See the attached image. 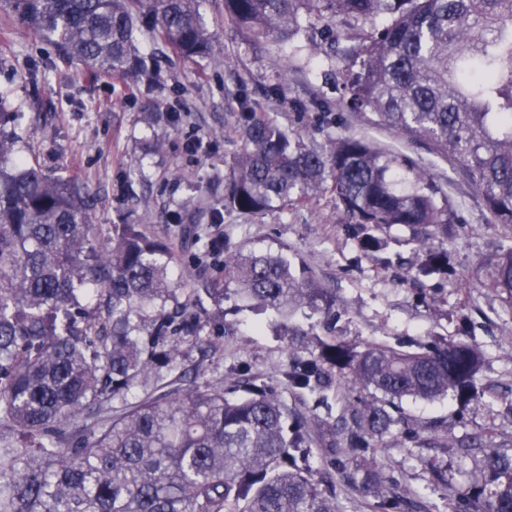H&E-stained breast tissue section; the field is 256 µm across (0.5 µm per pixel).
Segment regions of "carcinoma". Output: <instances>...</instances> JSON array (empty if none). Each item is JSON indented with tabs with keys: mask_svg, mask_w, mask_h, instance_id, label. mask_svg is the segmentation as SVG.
I'll return each mask as SVG.
<instances>
[{
	"mask_svg": "<svg viewBox=\"0 0 512 512\" xmlns=\"http://www.w3.org/2000/svg\"><path fill=\"white\" fill-rule=\"evenodd\" d=\"M202 5L0 0V12L96 75L132 69L153 84V63L133 55L139 36L186 60L224 61ZM224 19L256 46L298 38L314 23L316 52L350 42L339 70L346 107L448 160L492 223L512 225V0H224ZM14 116L0 97V512H343L331 486L297 463L309 426L286 427L287 408L265 386L164 381L183 343L206 344L168 246L138 224H115L112 246L95 248L90 190L26 161ZM239 135L224 207L253 214L329 193L364 252L383 255V231L402 225L417 250L412 278L453 273L442 248L453 209L414 160L354 135L318 146L254 112L241 113ZM209 248L224 254V277L196 293L216 308L232 291L292 343L313 335L290 321L301 305L330 330L331 293L288 248L232 253L218 239ZM476 275L512 307V247ZM317 348L292 362L288 383L321 395L330 367L379 394L352 409L343 444L329 426L322 445L335 470L391 512L400 496L376 467L373 438L404 421L407 398L475 397L482 352L446 340L414 352L360 348L333 335ZM150 377L156 390L127 403ZM479 452L461 493L465 512H512V454Z\"/></svg>",
	"mask_w": 512,
	"mask_h": 512,
	"instance_id": "1",
	"label": "carcinoma"
}]
</instances>
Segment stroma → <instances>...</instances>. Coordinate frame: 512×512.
Wrapping results in <instances>:
<instances>
[{
  "label": "stroma",
  "mask_w": 512,
  "mask_h": 512,
  "mask_svg": "<svg viewBox=\"0 0 512 512\" xmlns=\"http://www.w3.org/2000/svg\"><path fill=\"white\" fill-rule=\"evenodd\" d=\"M203 13L223 65L159 56L162 81L154 87L133 75L92 76L80 64L59 60L33 31L10 22L0 33V93L22 109L15 128L32 154L56 175L89 184L96 195L94 239L106 243L116 224H136L167 244L184 287L222 276L223 256L203 243L221 239L229 249L286 246L336 298V334L356 343H381L412 351L436 335L472 341L483 352L474 385L481 402L455 395L406 400L408 426L375 436L379 467L396 491L411 493L395 512H463L458 494L471 462L460 445L478 440L512 454V307L473 282L477 267L512 246V227L492 223L473 187L452 165L424 146L396 137L368 112L341 101L332 74L338 61L317 55L307 40L257 51L224 20L223 0H205ZM280 96L268 93L278 79ZM262 112L291 134L322 144L358 135L413 159L448 196L456 222L445 249L455 275L422 283L408 279L405 264L416 255L402 226L388 229L387 265L364 253L334 198L319 193L302 206L243 214L224 206V176L240 150V110ZM229 295L223 316L209 299L197 310L205 321L206 348L182 346L179 361L188 382L202 387L246 376L266 384L289 417L311 426H350L360 391L335 381L328 401L293 388L284 377L291 355L285 337L259 325L258 315ZM447 468L436 483L421 457Z\"/></svg>",
  "instance_id": "1"
}]
</instances>
